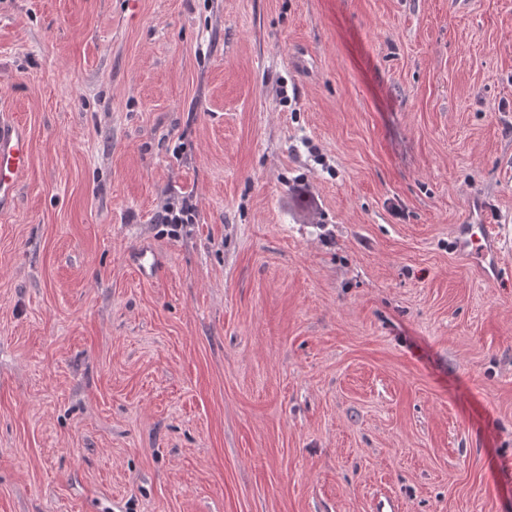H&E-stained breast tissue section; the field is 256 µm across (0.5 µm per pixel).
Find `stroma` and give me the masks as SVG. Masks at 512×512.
Listing matches in <instances>:
<instances>
[{
	"label": "stroma",
	"mask_w": 512,
	"mask_h": 512,
	"mask_svg": "<svg viewBox=\"0 0 512 512\" xmlns=\"http://www.w3.org/2000/svg\"><path fill=\"white\" fill-rule=\"evenodd\" d=\"M1 113L0 512H512V0H0ZM28 140L22 128L0 120V212L15 205L28 170ZM196 221V208L188 199L180 203H167L158 214L160 224H193ZM473 215L468 216L465 224H458L455 230V239L457 247L460 251L469 254L471 245L484 240L482 248L475 252L477 262L486 271H492L498 265L501 249L498 247L499 235L494 234V227L487 224V218L481 210L474 212ZM494 235V237H493ZM497 239V240H496ZM498 241V242H497Z\"/></svg>",
	"instance_id": "1"
}]
</instances>
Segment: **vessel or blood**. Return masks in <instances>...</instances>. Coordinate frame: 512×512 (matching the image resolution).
<instances>
[{
    "mask_svg": "<svg viewBox=\"0 0 512 512\" xmlns=\"http://www.w3.org/2000/svg\"><path fill=\"white\" fill-rule=\"evenodd\" d=\"M28 140L22 128L0 121V212L12 208L17 193L28 170ZM456 244L460 251L470 250L478 245L475 252L477 262L485 270L495 269L501 249L497 245L492 225L483 213L457 225Z\"/></svg>",
    "mask_w": 512,
    "mask_h": 512,
    "instance_id": "vessel-or-blood-1",
    "label": "vessel or blood"
}]
</instances>
